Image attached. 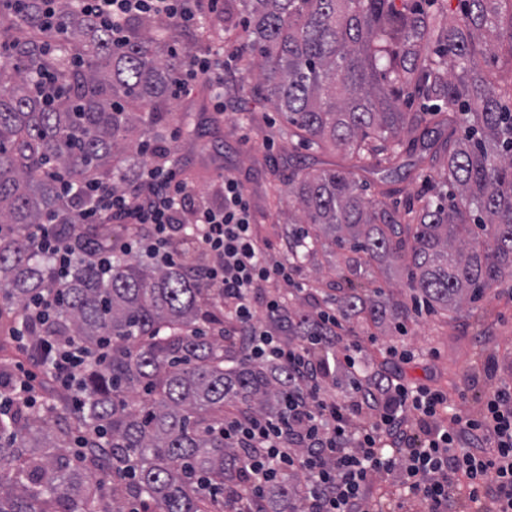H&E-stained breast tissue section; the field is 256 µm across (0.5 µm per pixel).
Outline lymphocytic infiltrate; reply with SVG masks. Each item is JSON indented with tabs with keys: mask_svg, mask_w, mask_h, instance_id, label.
<instances>
[{
	"mask_svg": "<svg viewBox=\"0 0 512 512\" xmlns=\"http://www.w3.org/2000/svg\"><path fill=\"white\" fill-rule=\"evenodd\" d=\"M80 10L100 25L119 27L132 16L167 22L181 31L201 25L206 12L221 0H78ZM209 82L223 108L224 61L204 51L191 55L177 78L176 91L190 82ZM218 206L199 202L187 207L188 183L176 167L146 164L137 181L124 189L95 188L83 194L80 222L93 228L121 224L126 234L111 245L92 237L66 235L56 220L34 225L32 238L57 278L75 265L101 269L114 256L157 264L182 261L174 233L190 229L208 258L200 268L207 288L224 304V322L240 336L248 358L288 369L283 403L273 414L253 411L224 415V443L238 449L247 474L245 486L226 489V512H271L273 496L285 476L296 480L299 512H371L368 490L376 477L397 475L427 512H448L456 488H464L475 512H512V384L490 388L483 414L465 420L460 429L438 425L435 418L447 396L425 385L369 374L357 343L344 340L335 310L312 316L314 331L298 342L281 340L276 327L288 316L276 298L265 311L269 327L255 321L257 295L271 280L292 282L295 267L270 261L268 244L254 235L250 202L241 181L220 177ZM51 298L27 306L14 336L31 357L13 385L35 398L36 382L50 378L74 384L89 354L52 336L31 342L34 329L48 320ZM347 382L343 397L331 394L328 381ZM370 424H358L362 410ZM468 447H460V439Z\"/></svg>",
	"mask_w": 512,
	"mask_h": 512,
	"instance_id": "lymphocytic-infiltrate-1",
	"label": "lymphocytic infiltrate"
}]
</instances>
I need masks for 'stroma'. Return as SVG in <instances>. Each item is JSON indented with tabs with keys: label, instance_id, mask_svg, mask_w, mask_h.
Listing matches in <instances>:
<instances>
[{
	"label": "stroma",
	"instance_id": "35a3bbf8",
	"mask_svg": "<svg viewBox=\"0 0 512 512\" xmlns=\"http://www.w3.org/2000/svg\"><path fill=\"white\" fill-rule=\"evenodd\" d=\"M224 109L215 111L203 86L193 94L172 99L171 119L160 123L162 144H173L171 153L193 195L219 203L215 190L220 174L235 175L249 197L256 236L270 244V258L283 260L286 243L297 227L289 218L295 203L283 190L289 174L309 152L288 136V124L265 99L241 91L245 63L233 47L224 49ZM182 112L202 117L199 140L172 139L173 118ZM344 251L321 252L300 264L293 284L271 281L263 296L283 297L290 311L308 315L340 308L353 288L381 289V303L407 296L405 260L380 257L372 261L371 274L353 271ZM349 335L359 337L369 371L428 385L447 393L448 409L441 423L452 417H479L489 382L512 383V281L490 290L472 304L453 312L414 315L405 331L393 318L377 322L357 317L345 319ZM410 352L409 361L393 357V349Z\"/></svg>",
	"mask_w": 512,
	"mask_h": 512
}]
</instances>
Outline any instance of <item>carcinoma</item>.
Returning a JSON list of instances; mask_svg holds the SVG:
<instances>
[{"label":"carcinoma","mask_w":512,"mask_h":512,"mask_svg":"<svg viewBox=\"0 0 512 512\" xmlns=\"http://www.w3.org/2000/svg\"><path fill=\"white\" fill-rule=\"evenodd\" d=\"M236 49L260 59L242 89L280 112L289 136L315 152L340 149L348 170L292 173L293 194L311 230L291 258L350 245L373 260L408 259L412 299L428 311L474 303L512 278V0H238ZM59 28L42 25L38 0L20 19L0 18V325L53 292L46 334L105 350L80 373L85 399L33 410L0 404V512H214L224 485L246 474L224 445V406L272 413L273 373L224 351L205 323L223 321L204 282L179 263L117 261L101 273L75 267L58 283L27 229L46 217L77 235L73 185L115 187L128 140L156 136L187 52L176 31L141 17L123 33L102 28L66 0ZM500 30L501 65L483 67L484 33ZM47 75L62 87L32 88ZM425 101L416 112L402 106ZM414 135L426 174L398 210L382 198L403 167L402 133ZM374 175V194L364 178ZM448 187L436 191L432 176ZM343 305L380 318L378 292ZM149 399L135 406L130 391ZM59 414L65 424L49 428ZM83 432L87 448L64 449Z\"/></svg>","instance_id":"1"}]
</instances>
